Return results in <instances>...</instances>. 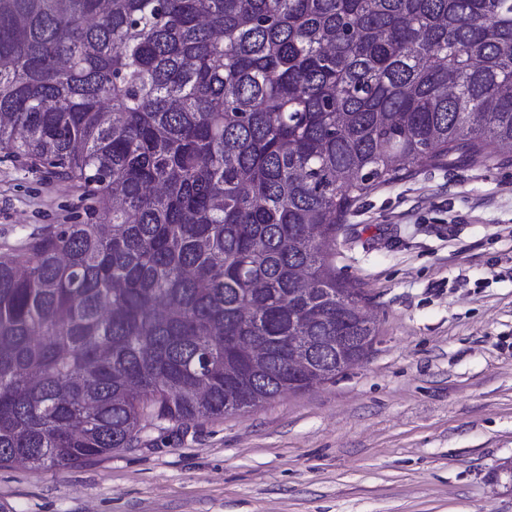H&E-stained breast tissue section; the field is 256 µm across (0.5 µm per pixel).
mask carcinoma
I'll return each instance as SVG.
<instances>
[{
    "label": "carcinoma",
    "mask_w": 512,
    "mask_h": 512,
    "mask_svg": "<svg viewBox=\"0 0 512 512\" xmlns=\"http://www.w3.org/2000/svg\"><path fill=\"white\" fill-rule=\"evenodd\" d=\"M508 147L512 0H0V155L90 215L0 254V467L335 381L378 336L353 206Z\"/></svg>",
    "instance_id": "carcinoma-1"
}]
</instances>
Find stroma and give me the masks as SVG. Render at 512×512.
<instances>
[{"mask_svg":"<svg viewBox=\"0 0 512 512\" xmlns=\"http://www.w3.org/2000/svg\"><path fill=\"white\" fill-rule=\"evenodd\" d=\"M86 219L77 185L0 159V254ZM336 272L379 330L336 381L0 468V512H512V156L414 163L356 203Z\"/></svg>","mask_w":512,"mask_h":512,"instance_id":"35a3bbf8","label":"stroma"}]
</instances>
